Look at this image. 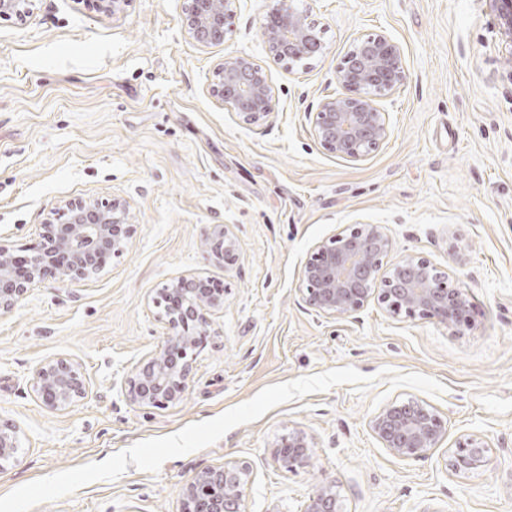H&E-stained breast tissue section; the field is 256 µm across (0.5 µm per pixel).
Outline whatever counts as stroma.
Wrapping results in <instances>:
<instances>
[{
	"instance_id": "stroma-1",
	"label": "stroma",
	"mask_w": 512,
	"mask_h": 512,
	"mask_svg": "<svg viewBox=\"0 0 512 512\" xmlns=\"http://www.w3.org/2000/svg\"><path fill=\"white\" fill-rule=\"evenodd\" d=\"M185 0H38L0 17V238L20 254L66 202L117 198L133 233L78 282L41 284L0 311V419L22 435L0 471V512H182L183 486L227 461L252 471L247 512H302L336 479L345 512H512V45L488 0H295L324 56L277 62L262 40L268 0H239L223 44L187 33ZM384 34L408 79L378 97L389 137L350 161L314 140L308 114L338 91L359 40ZM229 52L271 75L274 114L244 123L207 92ZM381 224L390 261L451 268L471 327L369 304L325 319L298 291L314 244L347 224ZM227 228L238 258L204 244ZM462 251L455 265L451 254ZM196 273L224 291L182 399L142 408L125 396L165 328L152 300ZM63 356L89 391L52 410L31 384ZM417 399L448 434L424 458L394 457L370 419ZM315 442L310 467L271 455L281 435ZM489 445L483 466L452 465L460 439Z\"/></svg>"
}]
</instances>
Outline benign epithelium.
I'll use <instances>...</instances> for the list:
<instances>
[{
	"label": "benign epithelium",
	"mask_w": 512,
	"mask_h": 512,
	"mask_svg": "<svg viewBox=\"0 0 512 512\" xmlns=\"http://www.w3.org/2000/svg\"><path fill=\"white\" fill-rule=\"evenodd\" d=\"M37 0H0V16L25 17ZM237 0H186L184 26L202 46L224 43L227 21ZM499 17L502 38L512 44V0H489ZM263 43L273 59L297 61L323 55L320 32L294 6V0H271ZM408 74L400 46L384 34L357 43L336 72L341 93L324 99L309 113L318 144L326 151L359 161L390 134L374 96L399 89ZM209 94L247 124H257L275 110L276 99L265 68L251 56L228 53L214 66ZM127 206L119 201L87 200L65 206L64 220L43 225L50 249L26 256L28 268L13 266V249L0 239V310L25 298L44 283L85 280L122 251L129 236ZM211 250L228 263L235 259L236 239L227 231L210 239ZM393 240L381 224H348L317 242L300 274L301 298L316 315L350 317L374 302L392 317L421 319L461 334L470 325L468 291L453 274L420 254L390 263ZM205 279L181 275L160 289L164 342L138 366L128 383V401L141 407H163L179 401L188 387L193 350L210 335L211 314L224 297L209 293ZM31 384L54 410L69 408L88 395L80 364L66 357L48 359L35 368ZM378 441L399 459H420L440 447L446 421L432 406L417 400L385 405L370 420ZM19 430L0 424V470L18 461ZM487 445L467 438L457 446L455 466L469 469L485 462ZM314 443L304 432H290L273 448L288 471L311 465ZM250 467L227 461L200 471L183 489V512H247ZM304 512H343L334 480L316 484Z\"/></svg>",
	"instance_id": "obj_1"
}]
</instances>
